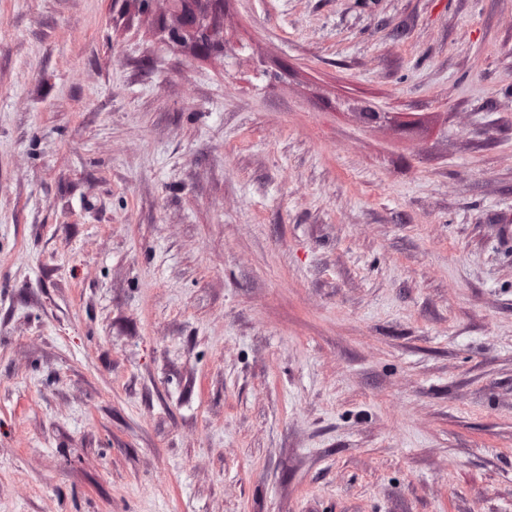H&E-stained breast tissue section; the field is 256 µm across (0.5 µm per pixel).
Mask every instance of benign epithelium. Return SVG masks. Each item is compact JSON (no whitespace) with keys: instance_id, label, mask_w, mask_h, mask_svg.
I'll use <instances>...</instances> for the list:
<instances>
[{"instance_id":"benign-epithelium-1","label":"benign epithelium","mask_w":512,"mask_h":512,"mask_svg":"<svg viewBox=\"0 0 512 512\" xmlns=\"http://www.w3.org/2000/svg\"><path fill=\"white\" fill-rule=\"evenodd\" d=\"M174 18L171 34L200 52L215 46L214 35L224 17V0H167Z\"/></svg>"}]
</instances>
